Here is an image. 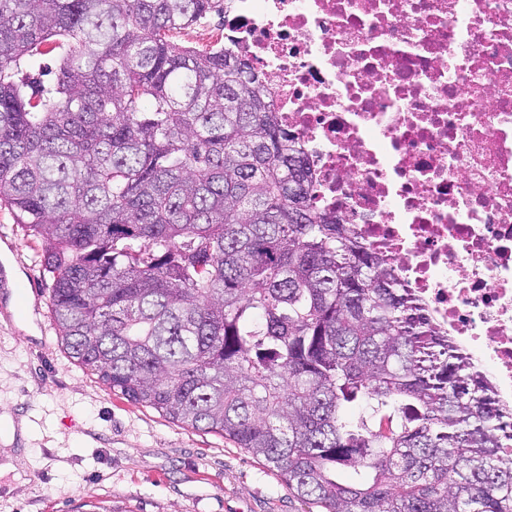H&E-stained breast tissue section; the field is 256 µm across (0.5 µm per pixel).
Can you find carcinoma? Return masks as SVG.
Returning a JSON list of instances; mask_svg holds the SVG:
<instances>
[{"mask_svg": "<svg viewBox=\"0 0 512 512\" xmlns=\"http://www.w3.org/2000/svg\"><path fill=\"white\" fill-rule=\"evenodd\" d=\"M222 3L0 0V202L62 343L325 512H512V406L313 204L266 78L172 40Z\"/></svg>", "mask_w": 512, "mask_h": 512, "instance_id": "obj_1", "label": "carcinoma"}]
</instances>
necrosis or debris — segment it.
<instances>
[{"label":"necrosis or debris","instance_id":"necrosis-or-debris-1","mask_svg":"<svg viewBox=\"0 0 512 512\" xmlns=\"http://www.w3.org/2000/svg\"><path fill=\"white\" fill-rule=\"evenodd\" d=\"M317 207L512 402V0H230Z\"/></svg>","mask_w":512,"mask_h":512}]
</instances>
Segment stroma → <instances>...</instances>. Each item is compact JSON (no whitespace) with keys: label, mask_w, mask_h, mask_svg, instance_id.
<instances>
[{"label":"stroma","mask_w":512,"mask_h":512,"mask_svg":"<svg viewBox=\"0 0 512 512\" xmlns=\"http://www.w3.org/2000/svg\"><path fill=\"white\" fill-rule=\"evenodd\" d=\"M42 245L0 205V416L27 436L0 439L21 475L0 472V512H321L263 461L112 391L73 359L51 320Z\"/></svg>","instance_id":"35a3bbf8"}]
</instances>
